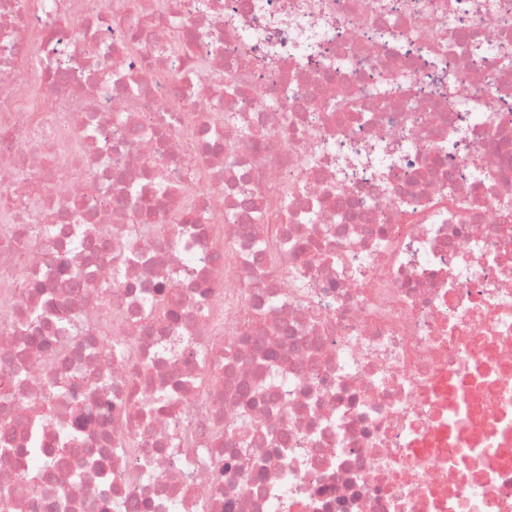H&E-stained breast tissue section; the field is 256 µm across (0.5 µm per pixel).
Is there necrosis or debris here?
Returning a JSON list of instances; mask_svg holds the SVG:
<instances>
[{
  "label": "necrosis or debris",
  "mask_w": 512,
  "mask_h": 512,
  "mask_svg": "<svg viewBox=\"0 0 512 512\" xmlns=\"http://www.w3.org/2000/svg\"><path fill=\"white\" fill-rule=\"evenodd\" d=\"M509 203L512 0H0V501L512 512Z\"/></svg>",
  "instance_id": "4bbe7bcc"
}]
</instances>
